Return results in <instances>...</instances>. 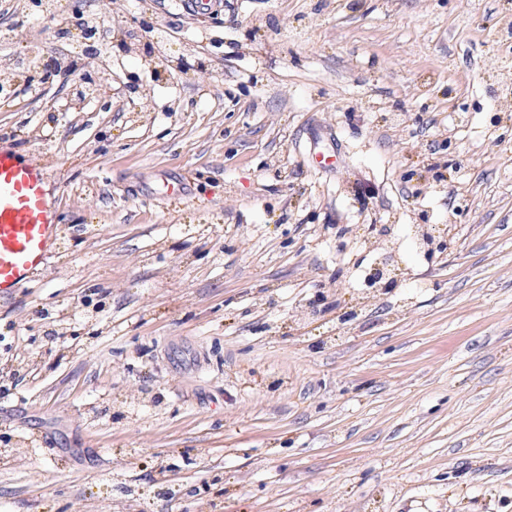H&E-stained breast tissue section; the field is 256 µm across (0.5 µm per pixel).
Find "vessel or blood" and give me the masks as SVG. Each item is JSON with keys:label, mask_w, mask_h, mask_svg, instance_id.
Instances as JSON below:
<instances>
[{"label": "vessel or blood", "mask_w": 512, "mask_h": 512, "mask_svg": "<svg viewBox=\"0 0 512 512\" xmlns=\"http://www.w3.org/2000/svg\"><path fill=\"white\" fill-rule=\"evenodd\" d=\"M59 231L43 167L0 147V294L40 276Z\"/></svg>", "instance_id": "obj_1"}]
</instances>
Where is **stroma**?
Masks as SVG:
<instances>
[{
    "label": "stroma",
    "mask_w": 512,
    "mask_h": 512,
    "mask_svg": "<svg viewBox=\"0 0 512 512\" xmlns=\"http://www.w3.org/2000/svg\"><path fill=\"white\" fill-rule=\"evenodd\" d=\"M61 4L0 0V79L76 7L111 50L0 105L61 226L0 296V512H512V0Z\"/></svg>",
    "instance_id": "35a3bbf8"
}]
</instances>
